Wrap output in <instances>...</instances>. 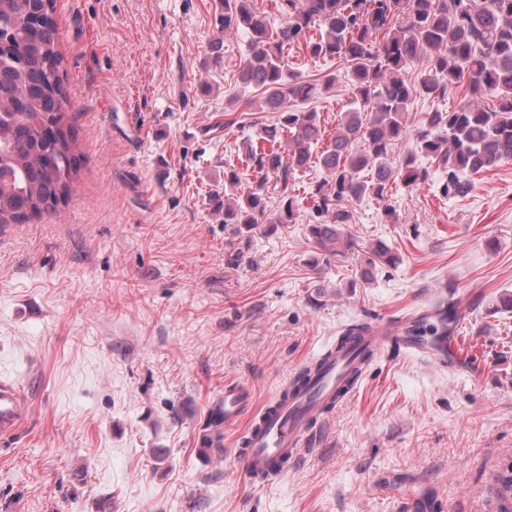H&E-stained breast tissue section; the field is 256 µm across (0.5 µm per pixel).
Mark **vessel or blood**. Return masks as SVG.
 <instances>
[{
  "label": "vessel or blood",
  "instance_id": "1",
  "mask_svg": "<svg viewBox=\"0 0 512 512\" xmlns=\"http://www.w3.org/2000/svg\"><path fill=\"white\" fill-rule=\"evenodd\" d=\"M407 325L397 321L386 327H374L358 343L334 352L323 371L315 377L310 389L303 394L269 401L250 419L247 427V448L238 461L249 483L258 484L265 476L275 475L282 459H296L309 445L311 424L325 405L333 401L352 372L361 362L362 351L374 353L385 349H414L437 363H447L457 354L454 338L440 337L436 345L409 336ZM247 399L245 389L227 387L224 391V417H239ZM31 412L29 396L17 384L0 379V440H10L19 434Z\"/></svg>",
  "mask_w": 512,
  "mask_h": 512
}]
</instances>
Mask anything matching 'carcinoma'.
<instances>
[{
	"label": "carcinoma",
	"mask_w": 512,
	"mask_h": 512,
	"mask_svg": "<svg viewBox=\"0 0 512 512\" xmlns=\"http://www.w3.org/2000/svg\"><path fill=\"white\" fill-rule=\"evenodd\" d=\"M56 0H0V226L26 224L56 213L67 202L84 155L69 112L58 29L43 19ZM283 21L273 26L255 12L253 0H216L219 56L224 34L243 32L249 41L239 78L263 94V106L276 122L243 141L256 178L243 184L233 167L224 168V224L234 233L251 231L267 220L295 223L299 174L317 165L310 238L320 260L344 257L359 248L347 232L352 214L345 200L381 201L401 180L413 186L427 172L409 159L393 165V146L406 137L405 115L418 97H443L467 85L469 101L452 111L427 113L414 130L416 152L444 170V192L465 195L471 176L512 161V0H283ZM304 43L314 58H339L356 108L344 113L336 136L323 144L320 116L299 105L334 86L336 77L312 83L288 70L285 47ZM428 55V76L419 82L409 70ZM496 104L488 106L485 97ZM277 215L266 219L272 195ZM395 260L377 241L361 276ZM458 322L457 302L440 298L431 312L413 321L415 336H442ZM371 325L356 323L336 340L343 349ZM303 368L287 388L294 395L320 372ZM487 512H512V464L492 476Z\"/></svg>",
	"instance_id": "obj_1"
}]
</instances>
